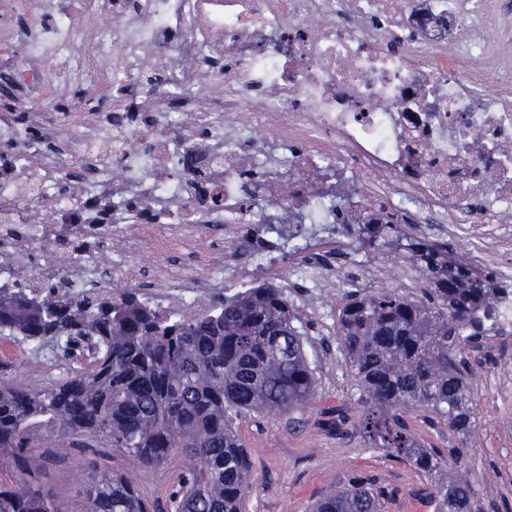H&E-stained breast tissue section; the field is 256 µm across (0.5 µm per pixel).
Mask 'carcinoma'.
Instances as JSON below:
<instances>
[{
    "instance_id": "carcinoma-1",
    "label": "carcinoma",
    "mask_w": 512,
    "mask_h": 512,
    "mask_svg": "<svg viewBox=\"0 0 512 512\" xmlns=\"http://www.w3.org/2000/svg\"><path fill=\"white\" fill-rule=\"evenodd\" d=\"M429 272L420 299L376 289L353 291L341 310L337 343L361 392L357 421L431 482L437 512H480L477 492L448 475L475 430L461 346L484 336L479 314L496 284L447 259L446 251L413 245ZM298 317L279 288H254L212 300L189 320L162 319L146 300L71 294L67 280L42 295L0 288V336L38 350L63 351L68 367L39 387L0 361V512H73L44 481L31 450L44 436L64 451L100 439L143 467L182 451L190 464L170 495V512H242L253 466L234 425L251 414L290 413L316 396L314 368ZM425 407L447 424L458 445L443 452L421 444L402 412ZM389 492L359 475L317 500L312 512H384ZM82 512H151L134 482L104 473L83 497Z\"/></svg>"
}]
</instances>
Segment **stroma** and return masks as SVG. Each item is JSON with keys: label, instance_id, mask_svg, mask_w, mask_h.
Returning a JSON list of instances; mask_svg holds the SVG:
<instances>
[{"label": "stroma", "instance_id": "stroma-1", "mask_svg": "<svg viewBox=\"0 0 512 512\" xmlns=\"http://www.w3.org/2000/svg\"><path fill=\"white\" fill-rule=\"evenodd\" d=\"M345 293H332L325 323L301 318L306 348L315 367L317 394L304 409L281 415H251L238 420L241 440L253 463L254 486L245 512H311L316 500L359 474L376 478L391 491L385 512H436L429 482L405 461L375 447L353 424L361 413L360 392L337 347L336 330ZM500 339L488 336L464 349L476 429L459 461L448 470L475 488L483 512H512V375L496 379ZM344 423H337V413ZM33 456L43 464L45 481L81 507L83 492L99 473L131 475L155 512H166L168 496L189 464L178 453L160 467L144 468L108 448H69L60 459L49 449Z\"/></svg>", "mask_w": 512, "mask_h": 512}]
</instances>
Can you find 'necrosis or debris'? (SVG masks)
Segmentation results:
<instances>
[{"label": "necrosis or debris", "mask_w": 512, "mask_h": 512, "mask_svg": "<svg viewBox=\"0 0 512 512\" xmlns=\"http://www.w3.org/2000/svg\"><path fill=\"white\" fill-rule=\"evenodd\" d=\"M511 14L506 0H0V70L30 112L25 128L0 113L20 155L0 174V288L136 286L186 318L232 285L349 287L356 230L408 224L495 269L506 291L483 324L512 335ZM73 90L93 111L50 112ZM184 244L189 268L170 257Z\"/></svg>", "instance_id": "obj_1"}]
</instances>
